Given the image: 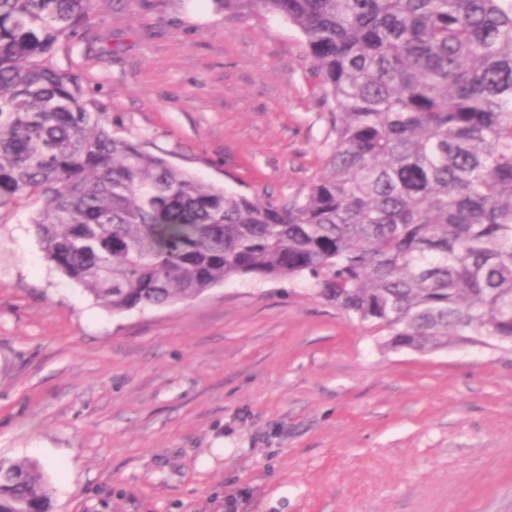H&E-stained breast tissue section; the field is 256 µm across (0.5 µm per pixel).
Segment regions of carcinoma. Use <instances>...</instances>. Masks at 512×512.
<instances>
[{"label": "carcinoma", "mask_w": 512, "mask_h": 512, "mask_svg": "<svg viewBox=\"0 0 512 512\" xmlns=\"http://www.w3.org/2000/svg\"><path fill=\"white\" fill-rule=\"evenodd\" d=\"M305 37L336 112L306 194L205 183L116 137L49 59L91 0H0V208L46 259L121 313L226 281L305 279L419 352L512 344V0H213ZM0 512H50L32 460L0 459Z\"/></svg>", "instance_id": "carcinoma-1"}]
</instances>
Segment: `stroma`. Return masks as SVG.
<instances>
[{
  "mask_svg": "<svg viewBox=\"0 0 512 512\" xmlns=\"http://www.w3.org/2000/svg\"><path fill=\"white\" fill-rule=\"evenodd\" d=\"M115 136L246 195L335 142L303 35L213 0H93L50 59ZM0 208V457L51 512H512V348L389 347L302 279L112 313Z\"/></svg>",
  "mask_w": 512,
  "mask_h": 512,
  "instance_id": "obj_1",
  "label": "stroma"
}]
</instances>
